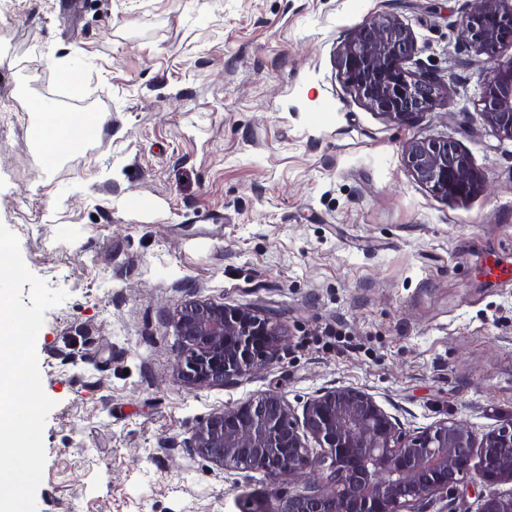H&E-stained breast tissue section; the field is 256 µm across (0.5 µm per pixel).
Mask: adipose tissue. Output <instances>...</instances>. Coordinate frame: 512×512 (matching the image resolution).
Masks as SVG:
<instances>
[{"mask_svg": "<svg viewBox=\"0 0 512 512\" xmlns=\"http://www.w3.org/2000/svg\"><path fill=\"white\" fill-rule=\"evenodd\" d=\"M34 117V140L44 159L52 153L63 156L73 145L75 137H91L98 129L97 117L92 112L87 113L85 120L76 125L71 122L68 114L49 111L46 104L39 103L35 106Z\"/></svg>", "mask_w": 512, "mask_h": 512, "instance_id": "ef3b65f1", "label": "adipose tissue"}]
</instances>
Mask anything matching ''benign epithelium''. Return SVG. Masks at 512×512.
<instances>
[{
	"label": "benign epithelium",
	"mask_w": 512,
	"mask_h": 512,
	"mask_svg": "<svg viewBox=\"0 0 512 512\" xmlns=\"http://www.w3.org/2000/svg\"><path fill=\"white\" fill-rule=\"evenodd\" d=\"M467 2L456 39L492 60L501 46L512 45V0ZM415 51L406 24L371 15L341 46L338 67L368 109L409 123L429 110L440 89L407 67ZM481 102L487 124L512 141V60L497 66ZM404 160L414 179L442 199L489 190L452 140L416 138ZM176 325L184 342L177 367L190 386L224 385L262 370L284 337L273 317L215 302L185 304ZM310 438L318 448L307 445ZM189 447L225 468L288 481L293 491L277 512H412L415 504L455 489L474 469L485 482H512V422L480 439L455 420L407 435L371 394L355 387L317 394L300 424L269 391L211 415L194 429ZM480 512H512V494L486 499Z\"/></svg>",
	"instance_id": "benign-epithelium-1"
}]
</instances>
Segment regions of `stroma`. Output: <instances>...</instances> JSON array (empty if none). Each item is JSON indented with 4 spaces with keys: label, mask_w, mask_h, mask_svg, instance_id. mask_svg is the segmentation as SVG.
<instances>
[{
    "label": "stroma",
    "mask_w": 512,
    "mask_h": 512,
    "mask_svg": "<svg viewBox=\"0 0 512 512\" xmlns=\"http://www.w3.org/2000/svg\"><path fill=\"white\" fill-rule=\"evenodd\" d=\"M465 0H0V224L29 271L66 291L35 351L55 400L37 512H248L264 473L188 446L211 414L268 391L295 418L351 386L414 434L512 422V141L478 100L494 64L458 44ZM411 28L428 112L367 109L338 50L365 17ZM106 101L97 135L43 170L26 101ZM456 141L492 195L444 200L406 145ZM248 307L284 332L261 372L188 386L176 314ZM512 482L470 475L416 512H478Z\"/></svg>",
    "instance_id": "1"
}]
</instances>
